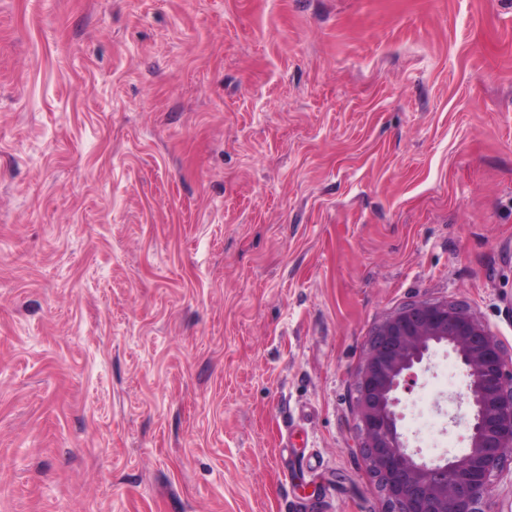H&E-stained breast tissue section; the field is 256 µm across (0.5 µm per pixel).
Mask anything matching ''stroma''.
Masks as SVG:
<instances>
[{"label": "stroma", "mask_w": 512, "mask_h": 512, "mask_svg": "<svg viewBox=\"0 0 512 512\" xmlns=\"http://www.w3.org/2000/svg\"><path fill=\"white\" fill-rule=\"evenodd\" d=\"M418 300L512 357V0H0V512H382Z\"/></svg>", "instance_id": "stroma-1"}]
</instances>
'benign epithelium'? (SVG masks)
Returning <instances> with one entry per match:
<instances>
[{
	"label": "benign epithelium",
	"mask_w": 512,
	"mask_h": 512,
	"mask_svg": "<svg viewBox=\"0 0 512 512\" xmlns=\"http://www.w3.org/2000/svg\"><path fill=\"white\" fill-rule=\"evenodd\" d=\"M438 347L448 348L467 376L468 448L426 461L404 443L399 407ZM355 387L363 454L385 512H486L492 477L512 450V358L476 314L427 300L391 313L371 336Z\"/></svg>",
	"instance_id": "1"
}]
</instances>
